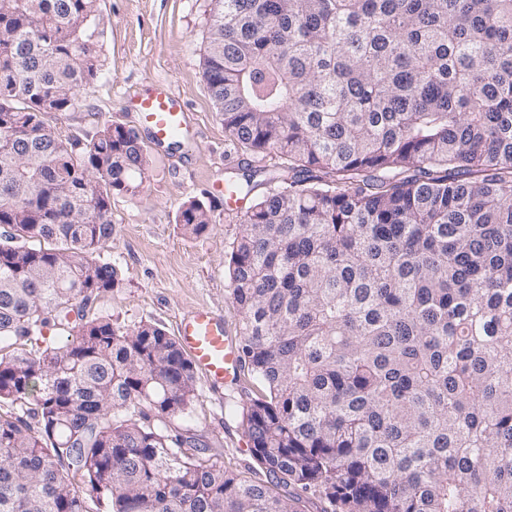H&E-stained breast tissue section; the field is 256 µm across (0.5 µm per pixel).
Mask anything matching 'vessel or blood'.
Listing matches in <instances>:
<instances>
[{"label":"vessel or blood","instance_id":"obj_1","mask_svg":"<svg viewBox=\"0 0 512 512\" xmlns=\"http://www.w3.org/2000/svg\"><path fill=\"white\" fill-rule=\"evenodd\" d=\"M139 125L159 147L191 139V126L181 99L169 89L152 87L134 100ZM179 342L193 367L218 390L234 383L239 374L238 350L224 326V318L199 307L178 324Z\"/></svg>","mask_w":512,"mask_h":512}]
</instances>
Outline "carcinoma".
Wrapping results in <instances>:
<instances>
[{
    "label": "carcinoma",
    "mask_w": 512,
    "mask_h": 512,
    "mask_svg": "<svg viewBox=\"0 0 512 512\" xmlns=\"http://www.w3.org/2000/svg\"><path fill=\"white\" fill-rule=\"evenodd\" d=\"M204 78L279 172L225 253L251 454L322 512H512V0H214ZM97 0H0V512H300L168 430L194 370L156 324L86 317L144 147L83 148ZM178 223L198 236L211 207ZM52 241L53 248L32 241ZM68 335L67 331L59 328V326H50L44 328L41 336H32L29 340H20L24 349L27 351H42L47 347H56L61 345L65 341V337Z\"/></svg>",
    "instance_id": "carcinoma-1"
}]
</instances>
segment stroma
Returning <instances> with one entry per match:
<instances>
[{"instance_id":"1","label":"stroma","mask_w":512,"mask_h":512,"mask_svg":"<svg viewBox=\"0 0 512 512\" xmlns=\"http://www.w3.org/2000/svg\"><path fill=\"white\" fill-rule=\"evenodd\" d=\"M211 8V0H101L105 28L97 46L98 76L83 88L81 110L46 117L83 142L106 123L132 130L134 96L162 84L185 102L197 140L193 147L146 148L142 185L113 195L112 239L99 258L112 265L117 279L112 290L92 297L88 317L125 327L156 323L172 335L184 314L204 306L223 314L232 337L240 335L224 260L248 203L225 205L224 182L243 181L254 159L233 149L203 76ZM192 199L210 204L213 216L196 237L185 236L177 222ZM194 387V401L173 420V432L204 445L226 470L264 478L244 422L249 399L263 391V383L244 373L217 395L198 374Z\"/></svg>"}]
</instances>
